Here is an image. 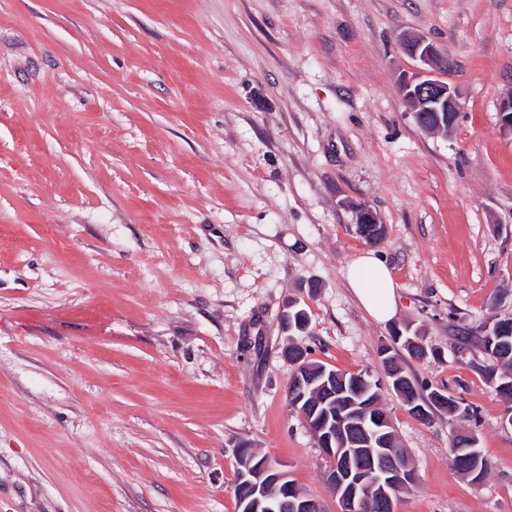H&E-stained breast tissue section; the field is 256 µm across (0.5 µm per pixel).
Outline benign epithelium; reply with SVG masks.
Wrapping results in <instances>:
<instances>
[{"label":"benign epithelium","mask_w":512,"mask_h":512,"mask_svg":"<svg viewBox=\"0 0 512 512\" xmlns=\"http://www.w3.org/2000/svg\"><path fill=\"white\" fill-rule=\"evenodd\" d=\"M402 50L419 61L423 68L400 80V90L411 106L417 124H422L425 115H430L433 121L423 130L431 133L449 134L453 125L448 123V113L460 112L461 95L459 90L444 80L450 63L442 57L434 45L421 36L408 35L401 39ZM500 131L512 136V94L501 98L499 103ZM357 213L356 230L369 243L376 244L385 237V228L377 213L366 203L355 205ZM336 381V371L320 370L314 377H301L296 374L289 389L297 391L304 386H315L319 393L316 403L310 404V417L305 419L307 425H312L311 417L315 416L322 407H331L330 400L336 397V392L330 387V382ZM367 411L354 414L350 420L351 427L359 430L367 442L375 441L377 433L366 425ZM376 456L367 462L349 463L348 471L344 474L332 472L327 475L331 486L342 490L340 496V512H365L367 499L365 492V474L372 472L376 476L375 485L382 487L378 496L382 497L385 507L393 512L395 504L384 487L394 483L403 476L395 456L384 443H379L375 449ZM287 472L280 465L264 458L255 465H248L240 470L239 480L243 484L236 485L239 497V508L242 512H276L283 506H288L290 512H325L321 502L305 492L290 491V496L281 498L277 491L285 485Z\"/></svg>","instance_id":"1"}]
</instances>
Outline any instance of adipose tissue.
<instances>
[{
	"label": "adipose tissue",
	"instance_id": "adipose-tissue-1",
	"mask_svg": "<svg viewBox=\"0 0 512 512\" xmlns=\"http://www.w3.org/2000/svg\"><path fill=\"white\" fill-rule=\"evenodd\" d=\"M348 285L362 307L376 321H390L397 311V285L388 265L369 251L348 267Z\"/></svg>",
	"mask_w": 512,
	"mask_h": 512
}]
</instances>
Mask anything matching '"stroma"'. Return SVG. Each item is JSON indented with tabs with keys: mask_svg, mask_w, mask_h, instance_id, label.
Instances as JSON below:
<instances>
[{
	"mask_svg": "<svg viewBox=\"0 0 512 512\" xmlns=\"http://www.w3.org/2000/svg\"><path fill=\"white\" fill-rule=\"evenodd\" d=\"M405 33L453 63L452 134L399 91ZM510 93L512 0H0V512H237L243 446L336 512L287 398L292 300L313 359L380 380L390 344L477 408L424 423L383 388L419 477L396 512H512L511 406L458 343L512 317ZM370 250L384 324L347 284ZM459 430L481 482L450 465ZM357 213L356 230L369 243H379L385 237V228L377 213L366 203L355 204ZM347 281L374 320L387 322L396 315V282L388 265L374 251L366 252L349 265ZM296 304H288L286 307V310H284L280 316V321L284 329L289 330V323L292 325V330L288 332L289 336H292L289 338L288 345L298 343L300 346L303 347L301 344V341L298 340V336H301L303 333H305L307 329V325L309 322V318L307 315V312L303 309H291L295 307ZM292 313V321H289V315L290 312ZM289 322V323H288ZM448 443L451 453L452 467L459 473L470 478V481H480L489 471V461L482 448H474L461 452L458 449L457 436L449 433Z\"/></svg>",
	"mask_w": 512,
	"mask_h": 512,
	"instance_id": "35a3bbf8",
	"label": "stroma"
}]
</instances>
